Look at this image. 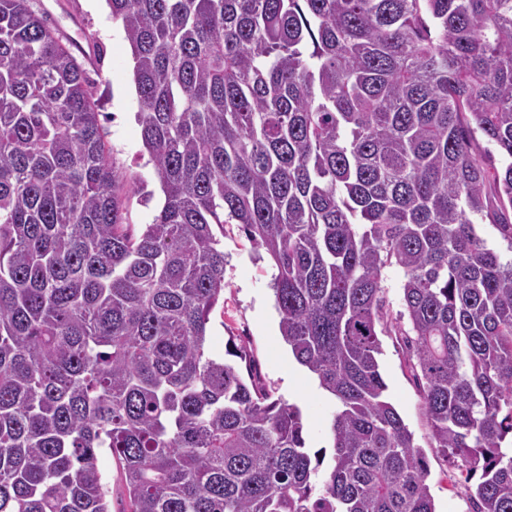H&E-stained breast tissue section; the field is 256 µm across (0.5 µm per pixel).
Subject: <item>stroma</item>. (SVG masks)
<instances>
[{
    "label": "stroma",
    "mask_w": 512,
    "mask_h": 512,
    "mask_svg": "<svg viewBox=\"0 0 512 512\" xmlns=\"http://www.w3.org/2000/svg\"><path fill=\"white\" fill-rule=\"evenodd\" d=\"M67 9L57 11L50 26L69 27L70 12L83 18L74 39L92 47L96 66L87 72L100 101L101 122L117 169L127 181L121 184L123 218L128 224L151 223L163 194L143 154L140 127L136 121L137 95L133 60L120 21L113 19L106 0H66ZM224 302L210 315L209 350L225 355L230 345L246 347L253 372L267 385L273 397L301 408L311 451L332 455L329 419L336 409L332 396L316 378L297 364L279 331L274 305L273 282L277 269L264 249L250 242L240 225L224 227ZM381 373L392 403L414 435L428 465L427 482L436 512H471L467 484L446 455L431 448V429L425 414L420 386L405 365L401 339H381Z\"/></svg>",
    "instance_id": "35a3bbf8"
}]
</instances>
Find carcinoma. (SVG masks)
Masks as SVG:
<instances>
[{
	"instance_id": "obj_1",
	"label": "carcinoma",
	"mask_w": 512,
	"mask_h": 512,
	"mask_svg": "<svg viewBox=\"0 0 512 512\" xmlns=\"http://www.w3.org/2000/svg\"><path fill=\"white\" fill-rule=\"evenodd\" d=\"M109 4L164 195L139 229L83 64L0 0V512H112L103 451L123 512H436L382 336L473 512H512V260L475 230L512 240V0ZM226 224L273 260L281 337L336 401L327 464L246 348L208 350ZM477 222L475 224L477 234L486 242V244L496 249L503 257L504 260L512 258V249H510L509 242L503 237L497 224H490L489 221ZM402 280V272L399 267L391 266L383 272V285L387 291V297L390 307L395 315L402 309L400 284ZM101 471L108 477L112 483V512H119L123 508H127L126 502L120 500L118 487L120 484V469L118 463L112 459V456H104L99 462Z\"/></svg>"
}]
</instances>
